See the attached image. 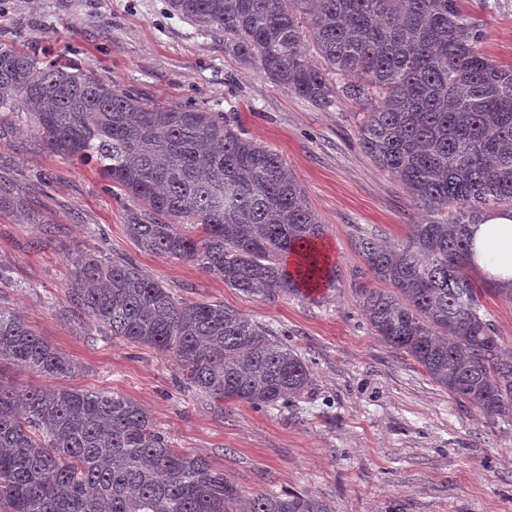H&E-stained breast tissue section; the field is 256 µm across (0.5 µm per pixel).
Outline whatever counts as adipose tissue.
Segmentation results:
<instances>
[{
  "label": "adipose tissue",
  "instance_id": "1",
  "mask_svg": "<svg viewBox=\"0 0 512 512\" xmlns=\"http://www.w3.org/2000/svg\"><path fill=\"white\" fill-rule=\"evenodd\" d=\"M470 231V266L498 284L512 283V208L488 212Z\"/></svg>",
  "mask_w": 512,
  "mask_h": 512
}]
</instances>
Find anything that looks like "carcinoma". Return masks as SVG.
Masks as SVG:
<instances>
[{"instance_id": "carcinoma-1", "label": "carcinoma", "mask_w": 512, "mask_h": 512, "mask_svg": "<svg viewBox=\"0 0 512 512\" xmlns=\"http://www.w3.org/2000/svg\"><path fill=\"white\" fill-rule=\"evenodd\" d=\"M465 0H169L224 33V50L321 110L338 95L365 115L360 144L396 178L425 222L396 246L373 231L353 248L359 307L385 344L456 399L512 426V358L465 274L469 225L512 205V65L479 45ZM316 56L302 49L304 34ZM30 114L41 146L93 164L141 201L126 225L139 250L196 262L248 295L336 279L324 225L283 158L222 114L148 105L75 62L0 43V134ZM28 220L0 184V212ZM295 256V268L286 258ZM73 306L117 336L171 354L187 383L218 404L274 407L309 385L304 361L265 327L219 302H186L131 259L80 253ZM46 378L76 365L0 307V361ZM327 512L318 501L243 496L201 456L181 452L149 411L117 393L0 383L3 512Z\"/></svg>"}]
</instances>
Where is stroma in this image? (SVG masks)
Returning <instances> with one entry per match:
<instances>
[{
    "label": "stroma",
    "instance_id": "stroma-1",
    "mask_svg": "<svg viewBox=\"0 0 512 512\" xmlns=\"http://www.w3.org/2000/svg\"><path fill=\"white\" fill-rule=\"evenodd\" d=\"M480 49L512 65V0L494 11L467 0ZM0 42L69 56L146 103L223 113L281 154L325 226L336 282L268 299L202 273L190 260L140 252L126 233L139 201L113 195L96 168L46 152L30 122L0 136V181L37 216L0 212V306L77 364L57 386L114 392L141 403L172 447L206 457L245 496L294 493L327 512H512V429L456 400L407 355L374 336L350 273L364 230L406 243L419 214L402 185L359 143L363 109L322 111L224 52V37L173 15L168 0H0ZM134 260L179 300L220 302L265 326L303 359L311 383L276 407L217 406L183 382L173 358L100 335L70 303L83 251ZM512 354V300L482 295Z\"/></svg>",
    "mask_w": 512,
    "mask_h": 512
}]
</instances>
